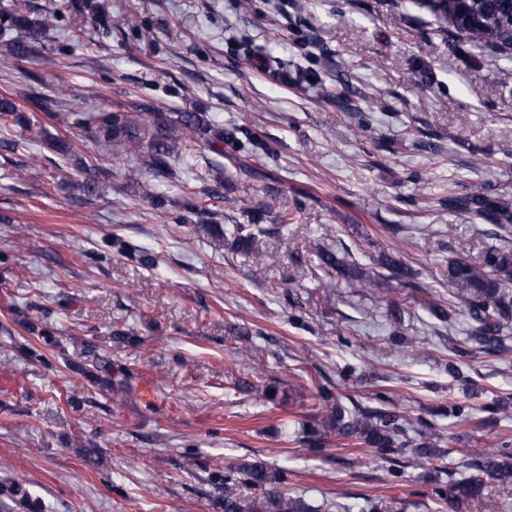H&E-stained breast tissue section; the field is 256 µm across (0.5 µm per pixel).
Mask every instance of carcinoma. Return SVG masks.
Returning a JSON list of instances; mask_svg holds the SVG:
<instances>
[{"instance_id": "obj_1", "label": "carcinoma", "mask_w": 512, "mask_h": 512, "mask_svg": "<svg viewBox=\"0 0 512 512\" xmlns=\"http://www.w3.org/2000/svg\"><path fill=\"white\" fill-rule=\"evenodd\" d=\"M24 0H17L12 9L0 12V36L4 38L6 52L14 61H26L41 53L40 38L44 23L27 15L22 7ZM87 7L95 16L100 27L111 28L109 11L105 3L87 2ZM439 19L454 30L468 35L479 42L491 43L508 26L493 0H469L467 8L461 9L458 0H439L429 8ZM44 80L32 73H21L20 87L13 94L0 96V129L18 126L29 132L26 142H16L0 138V148L15 151L25 143H35L42 138L43 128L35 125L20 109V101H26L39 112H48L59 103L63 94L59 87L47 88ZM67 124L72 129L89 130L112 144L118 153L134 155L142 160L141 166L124 173L127 180L137 179L142 171L176 187L184 181L190 170L182 151L193 150L195 142L204 143L211 151L224 155V143L234 148L230 156L238 178L253 179L257 173L249 160L253 152L267 145L259 139L244 133L245 140L235 136V132L214 126L199 112H176L172 116L155 111L153 104L140 102L131 112H85L79 105H70L65 113ZM178 126L184 133V141L171 137V128ZM79 171L84 180L76 184V189L84 194L92 193L98 183L107 175L106 168L92 161H82ZM439 203L448 205V210L466 214L492 226L490 236L495 243L482 250L478 258L466 252H457L448 259V300L434 301L428 305L430 316L435 319L432 328L436 331L452 327L458 312H463L469 323V337L480 350L492 356L512 354V202L506 198L490 197L481 191L459 194L455 188H447V195ZM189 213L195 215L199 223L206 227L215 245L232 251L250 254L255 250L256 236L264 231L261 221L276 211L277 225L284 228L295 220L286 204H252L251 194L242 200V213L247 218L245 224H233L226 228L217 221V214L196 205L188 206ZM318 258L320 266L332 268L351 278H357L365 288L380 282L387 284L385 292L390 305H397L394 295L407 286L413 288L412 271L399 256L383 252L375 261L377 270L368 273L355 263L340 259L336 254L321 250ZM390 399L385 395L376 396V405L362 406L353 403L348 408L336 401L329 414L312 424L303 423L300 433L306 435L314 446L322 447L327 433L358 440L371 456L385 463L395 464V457L403 451L412 450L413 463L440 459L449 451L437 447L431 424L417 420L412 425L395 407L388 406ZM469 467L474 473L460 479L448 474L446 487L436 488L433 493L442 503L448 501L459 506L466 500H481L488 512H496V502L484 498L487 479L502 484H512V442L501 441L495 452L475 453ZM487 479H482V476ZM243 485L255 495L250 504V512H317L300 496L288 492L287 476L281 469L270 466L266 461H237L224 467V512H241L234 487Z\"/></svg>"}]
</instances>
